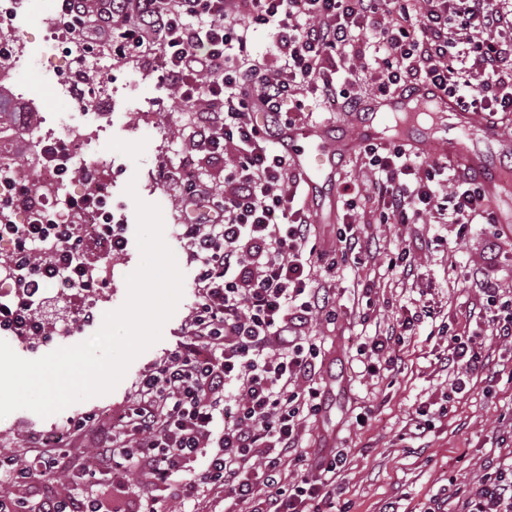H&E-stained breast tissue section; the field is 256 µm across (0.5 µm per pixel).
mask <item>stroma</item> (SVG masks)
<instances>
[{"mask_svg": "<svg viewBox=\"0 0 512 512\" xmlns=\"http://www.w3.org/2000/svg\"><path fill=\"white\" fill-rule=\"evenodd\" d=\"M52 0H28L22 37L30 54L21 77L26 101L15 111L34 105L35 116L67 111L53 86L60 65L74 43L55 28ZM110 65L73 79L75 100H82L91 84H111L112 96L97 110L78 114V121L109 163L107 195L113 223L123 225L125 249L107 256L87 247L83 259L106 280V288L76 300L66 289L49 292L42 312L45 336L16 341L14 352L37 359L60 347L76 345L98 331L106 312L119 308L127 295L125 277L139 265L136 243L135 199L158 204L164 219V239L184 274L183 296L162 338L139 355L118 386L109 394L77 402L43 418L20 409L0 419V452L26 461L37 438L60 432L65 436L66 464L54 480V490L69 496L74 475L93 453L96 427L108 426L111 414L124 409L136 396L139 380L152 371L181 340L182 327L197 301L195 264L186 240L176 234L185 214L176 193L159 178L161 166H179L191 153V119L204 111V101L185 102L173 95L152 62L122 58L101 49ZM147 139L140 161L108 150L111 138ZM135 182L137 195L125 192ZM487 200L503 223L497 248H490V229L471 224H355L368 249L364 263L337 273L336 321L317 318L311 330L319 354L313 380L322 393L320 411L308 417L300 444L308 457L346 454L343 490L333 512H380L393 501L399 512H425L433 495L467 491L490 467L512 462V347L491 336L485 317L486 297L474 287L477 274L487 273L503 296H512V190H488ZM405 253L419 269L416 278L391 275L388 260ZM438 311L436 321L416 326L398 346L397 364L382 365L376 376L362 375L357 347L387 332L414 299ZM94 312L93 321L64 332V323L81 306ZM478 337L482 364L469 378L464 392H453V369L444 363L448 332ZM435 404L430 427L419 437L410 434V419L422 403ZM369 413L358 425L360 413ZM91 415L93 426L70 434L71 419Z\"/></svg>", "mask_w": 512, "mask_h": 512, "instance_id": "35a3bbf8", "label": "stroma"}]
</instances>
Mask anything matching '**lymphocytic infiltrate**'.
<instances>
[{
    "mask_svg": "<svg viewBox=\"0 0 512 512\" xmlns=\"http://www.w3.org/2000/svg\"><path fill=\"white\" fill-rule=\"evenodd\" d=\"M58 19L86 50L118 43L123 55L154 52L179 99L204 98L192 141L205 158L227 160L224 192L212 196L195 171L161 166L185 205L205 209L179 225L196 264L198 300L183 339L139 384L133 404L101 429L81 472L84 484L108 476L124 486L137 474L133 512H163L166 501H195L201 489L224 490V512H323L336 494L344 457L307 461L299 451L305 419L320 406L313 372L316 316L335 317L329 296L311 288V273L335 275L357 261L351 230L361 205L374 204L382 224L496 223L485 188L471 172L414 157L399 144H367L371 176L344 195L346 228L336 250L306 256L311 224L295 207L297 176L280 147L293 118L286 106L307 93L328 114L355 111L363 96L439 87L465 112L495 122L512 112V0H56ZM268 28L282 60L253 59L242 22ZM14 291L0 303V330L38 336L44 290L90 292L98 280L82 259L78 225L34 218L8 224ZM494 311L493 336L512 344V298L495 281L478 282ZM429 310L414 309L382 338L358 349L368 375L393 362ZM55 445L24 464L0 459V477L37 479L41 512H100L89 496L63 499L52 490ZM301 468L288 482L284 464ZM459 512H512V463L487 472Z\"/></svg>",
    "mask_w": 512,
    "mask_h": 512,
    "instance_id": "1",
    "label": "lymphocytic infiltrate"
}]
</instances>
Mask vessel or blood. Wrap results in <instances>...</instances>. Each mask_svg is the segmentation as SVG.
<instances>
[{
    "label": "vessel or blood",
    "mask_w": 512,
    "mask_h": 512,
    "mask_svg": "<svg viewBox=\"0 0 512 512\" xmlns=\"http://www.w3.org/2000/svg\"><path fill=\"white\" fill-rule=\"evenodd\" d=\"M415 111L447 114L452 135L437 140L439 153L454 155L485 185H500L512 179V172L492 167L478 151L465 146L466 141L477 134L488 140L501 141L499 126L476 121L474 115L459 110L444 91L430 83L419 85L409 94L398 91L368 99L360 111L349 116L356 129L354 138L331 140L332 125L325 122L301 131L288 128L282 133L281 144L293 167L300 172L309 197L313 198L322 184L331 183L351 151L369 143L383 142L381 118L408 116Z\"/></svg>",
    "instance_id": "vessel-or-blood-1"
}]
</instances>
